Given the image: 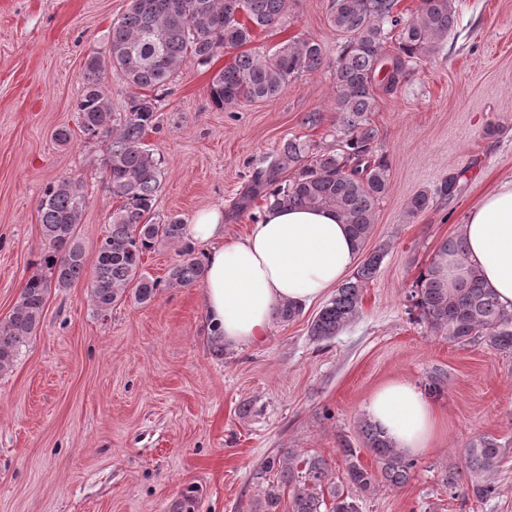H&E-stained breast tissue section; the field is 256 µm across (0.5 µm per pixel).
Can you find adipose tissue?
<instances>
[{"label":"adipose tissue","instance_id":"ef3b65f1","mask_svg":"<svg viewBox=\"0 0 512 512\" xmlns=\"http://www.w3.org/2000/svg\"><path fill=\"white\" fill-rule=\"evenodd\" d=\"M463 256L448 257L449 284L480 274L506 308H512V178L499 182L469 210L459 227ZM184 238L203 248L201 298L207 330L233 347L263 342L284 303L321 300L355 267L359 251L347 224L325 209H276L250 225L246 236L224 234V210L195 215ZM368 418L397 448L413 456L436 440L439 420L432 402L414 384L393 382L377 390Z\"/></svg>","mask_w":512,"mask_h":512}]
</instances>
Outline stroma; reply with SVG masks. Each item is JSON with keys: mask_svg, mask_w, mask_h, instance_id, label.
Instances as JSON below:
<instances>
[{"mask_svg": "<svg viewBox=\"0 0 512 512\" xmlns=\"http://www.w3.org/2000/svg\"><path fill=\"white\" fill-rule=\"evenodd\" d=\"M130 0H0V320L36 272L45 240L38 204L47 184L80 176L88 198L77 235L94 259L113 200L103 178L105 146L78 128L88 55L105 51L113 21ZM457 24L436 55L413 60L398 90L380 96L369 119L390 187L370 247H385L376 279L361 295L359 319L330 343L310 340L317 306L274 321L257 345L214 357L199 285L159 289L147 304L126 298L96 315L86 281L51 290L40 326L12 371L0 375V512H167L189 486L199 512H249L260 498L262 462L283 448L329 459L342 480V445L363 446L360 423L376 390L395 381L424 385L434 369L448 384L432 403L440 433L418 456L409 482L379 488L363 512H512V353L484 343L455 344L407 312V296L470 207L512 177V0H453ZM288 25L257 32L265 52L301 36L335 58L340 38L329 0H289ZM185 60L161 92L158 128L145 142L160 153L163 183L153 221H190L224 209V231L240 235L251 212L233 204L253 172L287 138L333 145L331 66L289 82L276 97L216 109L214 71ZM311 112L323 122L304 125ZM72 129L59 144L58 128ZM466 184L449 200L443 179ZM430 194L428 208L407 205ZM482 435L505 450L496 495L451 498L440 471Z\"/></svg>", "mask_w": 512, "mask_h": 512, "instance_id": "35a3bbf8", "label": "stroma"}]
</instances>
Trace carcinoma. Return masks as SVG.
<instances>
[{
	"label": "carcinoma",
	"mask_w": 512,
	"mask_h": 512,
	"mask_svg": "<svg viewBox=\"0 0 512 512\" xmlns=\"http://www.w3.org/2000/svg\"><path fill=\"white\" fill-rule=\"evenodd\" d=\"M287 20L288 0H130L125 13L112 23L108 54L87 58L84 92L77 102L82 132L106 147L103 178L119 205L110 213L89 272L75 235L87 205L83 181L64 176L46 187L38 205L47 243L39 258L42 272L28 278L13 313L0 320V374L13 368L22 347L35 335L53 288H68L89 276L90 300L103 317L129 292L136 302L146 304L161 281L142 272V259L159 244L179 247L180 260L170 268L167 286L186 287L200 280L202 262L184 240L182 221L150 220L163 180L161 156L144 141L146 132L156 128L157 92L168 90L185 59L208 66L224 51L250 43L256 31L281 28ZM328 22L343 40L333 63V108L340 137L335 145L316 152L297 138L282 141L268 164L253 173L235 208L243 211L261 197L268 209L332 210L350 226L362 251L390 184L388 164L375 157L378 130L369 114L380 95L393 93L404 80L410 60L439 52L455 27L456 15L452 0H421L412 18L398 11V0H330ZM390 39L396 42V51L386 54L384 45ZM326 63L322 45L303 37L287 39L266 54L242 51L213 74L209 97L220 109L270 99L291 80ZM110 69L126 84L122 112L112 111L105 85ZM148 90L155 94H146ZM287 171L292 177L281 179ZM385 255L381 246L365 254L351 278L311 321V340L330 341L359 318L363 288L375 280ZM408 300L409 314H417L432 334L456 344L484 340L497 350L512 352V310L483 287L478 272H469L465 286L450 289L435 260L420 275ZM445 381L446 373L436 370L427 376L425 389L437 396ZM360 433L377 469L364 466L356 450L346 446L341 449L344 477L338 484L323 456L303 457L285 449L263 464L261 473L274 471L277 480L267 485L250 512H280L284 488L291 491L289 512H361L364 497L380 484L393 489L407 484L416 461L372 421L363 420ZM502 457L496 438L480 436L465 448L461 464L441 470V485L453 497L460 490L463 498L481 503L497 493L495 476ZM198 500V490L190 487L172 500L168 512H198Z\"/></svg>",
	"instance_id": "1"
}]
</instances>
